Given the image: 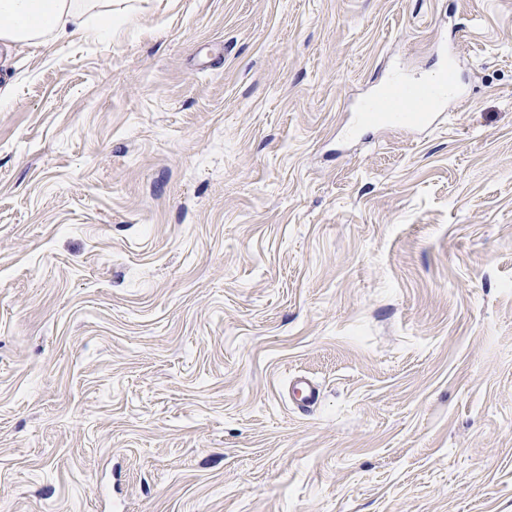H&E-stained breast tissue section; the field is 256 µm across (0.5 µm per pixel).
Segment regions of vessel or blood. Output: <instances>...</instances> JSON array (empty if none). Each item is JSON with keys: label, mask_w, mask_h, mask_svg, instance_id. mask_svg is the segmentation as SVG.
I'll return each instance as SVG.
<instances>
[{"label": "vessel or blood", "mask_w": 512, "mask_h": 512, "mask_svg": "<svg viewBox=\"0 0 512 512\" xmlns=\"http://www.w3.org/2000/svg\"><path fill=\"white\" fill-rule=\"evenodd\" d=\"M466 95L456 80L455 66H448L425 81L393 75L383 97H367L356 106L358 116L379 117L384 126L411 131H426L449 102H464Z\"/></svg>", "instance_id": "b4317fda"}]
</instances>
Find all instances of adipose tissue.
<instances>
[{
    "label": "adipose tissue",
    "mask_w": 512,
    "mask_h": 512,
    "mask_svg": "<svg viewBox=\"0 0 512 512\" xmlns=\"http://www.w3.org/2000/svg\"><path fill=\"white\" fill-rule=\"evenodd\" d=\"M111 38L112 0H0V41L37 44L72 35Z\"/></svg>",
    "instance_id": "ef3b65f1"
}]
</instances>
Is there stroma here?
Segmentation results:
<instances>
[{
    "label": "stroma",
    "instance_id": "35a3bbf8",
    "mask_svg": "<svg viewBox=\"0 0 512 512\" xmlns=\"http://www.w3.org/2000/svg\"><path fill=\"white\" fill-rule=\"evenodd\" d=\"M113 8L0 47V512H512V0ZM422 95L431 101L429 112H417L413 107ZM448 100L457 103L466 100L463 87L456 80L454 64L422 82L392 75L388 79L385 95L360 100L356 114L357 118L377 116L389 128L424 132L435 124L440 114L448 111Z\"/></svg>",
    "mask_w": 512,
    "mask_h": 512
}]
</instances>
